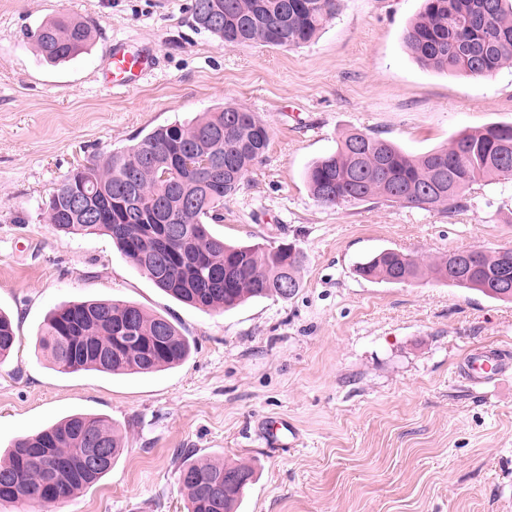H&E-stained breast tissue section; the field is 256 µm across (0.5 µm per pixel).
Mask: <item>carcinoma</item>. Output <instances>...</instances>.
Listing matches in <instances>:
<instances>
[{
	"label": "carcinoma",
	"instance_id": "1",
	"mask_svg": "<svg viewBox=\"0 0 512 512\" xmlns=\"http://www.w3.org/2000/svg\"><path fill=\"white\" fill-rule=\"evenodd\" d=\"M471 0H422L404 34L412 56L425 68L449 75L486 79L512 66V0H487L491 9L458 25ZM337 0H193L195 24L227 46L261 44L300 47L310 42L336 13ZM38 52L51 63L79 55L92 40L89 22L60 14L31 32ZM270 128L256 112L231 104L204 112L193 122L159 125L132 147L74 167L45 203L46 219L66 235L103 234L121 255L172 298L200 311H227L250 299L292 298L301 287L304 262L299 248L274 250L261 244L231 245L212 233L223 221L224 199L234 195L260 162ZM305 180L316 202L345 206L361 202L440 209L469 207L466 190L474 183L512 181V125L488 124L465 131L450 145L412 154L363 130H350L336 148L314 161ZM159 224H175L184 243L158 268L151 258L132 260L131 245H152ZM471 272L453 275L445 254L425 261L396 249H384L355 266L368 281L391 284L427 276L450 287L477 291L496 300H512L498 288L512 281V255L473 249ZM134 322L137 343L112 355L118 329ZM161 337L157 346L155 337ZM19 336L10 317L0 312V364L14 353ZM36 348L61 374L99 371L152 374L183 364L190 339L161 314L112 300L69 302L53 309L36 335ZM94 448L105 457L89 461ZM122 437L107 421L69 416L34 434L15 439L0 462V502H16L26 512H47L57 502L96 483L112 470ZM187 512H238L256 470L247 464L204 462L187 452L177 469ZM244 474L247 482L225 479Z\"/></svg>",
	"mask_w": 512,
	"mask_h": 512
}]
</instances>
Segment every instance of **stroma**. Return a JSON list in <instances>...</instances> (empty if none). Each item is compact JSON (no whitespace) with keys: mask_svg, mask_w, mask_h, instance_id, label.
Returning <instances> with one entry per match:
<instances>
[{"mask_svg":"<svg viewBox=\"0 0 512 512\" xmlns=\"http://www.w3.org/2000/svg\"><path fill=\"white\" fill-rule=\"evenodd\" d=\"M192 0H0V309L20 344L0 364V455L76 413L122 430L112 472L51 512H186L176 455L252 463L240 512H512V370L461 374L471 350L512 357V301L435 282L374 283L354 268L394 248L430 258L512 247V183L479 182L456 213L326 207L305 168L361 129L419 154L461 132L512 124V68L487 79L422 68L404 43L421 0H339L300 47L225 46L192 25ZM95 25L87 53L44 63L27 30L60 13ZM152 44L137 89L100 84L113 40ZM232 103L270 126L264 160L224 202L226 242L304 253L288 300L205 313L165 294L106 235L54 232L43 204L94 155ZM134 302L194 344L153 375H65L34 354L68 301ZM286 420L301 443L272 445Z\"/></svg>","mask_w":512,"mask_h":512,"instance_id":"1","label":"stroma"}]
</instances>
